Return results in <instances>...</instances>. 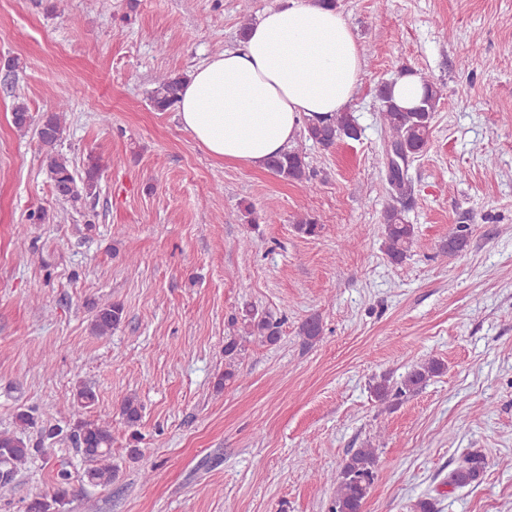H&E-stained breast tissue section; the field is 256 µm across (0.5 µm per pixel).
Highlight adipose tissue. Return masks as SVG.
I'll return each mask as SVG.
<instances>
[{
    "mask_svg": "<svg viewBox=\"0 0 512 512\" xmlns=\"http://www.w3.org/2000/svg\"><path fill=\"white\" fill-rule=\"evenodd\" d=\"M363 75L342 14L321 0H289L266 11L239 47L194 69L178 118L213 158L263 170L305 119L346 111Z\"/></svg>",
    "mask_w": 512,
    "mask_h": 512,
    "instance_id": "obj_1",
    "label": "adipose tissue"
}]
</instances>
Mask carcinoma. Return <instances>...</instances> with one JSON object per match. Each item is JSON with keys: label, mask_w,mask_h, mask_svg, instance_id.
<instances>
[{"label": "carcinoma", "mask_w": 512, "mask_h": 512, "mask_svg": "<svg viewBox=\"0 0 512 512\" xmlns=\"http://www.w3.org/2000/svg\"><path fill=\"white\" fill-rule=\"evenodd\" d=\"M185 77L180 74L166 73L155 79V87L150 96L153 108L166 112L174 107L179 99ZM423 94L419 104L412 108H403L392 100V83H385L379 89L381 101V119L388 134V144L392 152L386 154L392 160L394 151H400L409 157H416L426 147L432 123L441 99L436 83L422 79ZM58 108L54 112L42 115L36 127V134L42 146V162L50 176L56 194L73 202L96 193L100 176L99 159L89 156L84 175L76 177L70 159L56 149L63 132L66 115V95L56 94ZM13 124L21 132L30 129L32 116L27 104L17 102L12 110ZM359 127L349 112H340L331 119H308L304 124L303 138L325 148L336 141L358 137ZM270 170L276 175L296 183H305L310 179V165L307 154L301 146L292 147L269 163ZM385 255L392 264H400L415 237V227L405 222L396 208L391 207L384 213ZM469 243V232L465 225H459L448 234V244L442 248L445 255H457L465 251ZM124 321V308L119 302L104 303L95 308L90 322L91 330L98 336L112 333ZM233 333L224 340V374L216 386L224 388L237 375V361L247 338L252 337L263 344L274 345L281 339V322L268 315H260L251 310L243 318L231 319ZM444 365L435 359L417 365L403 378L394 383L384 378L375 386V398L384 403L392 397L407 396L418 392L434 376L440 374ZM96 394L87 387L80 386L73 394V406L76 419L72 428L59 424L43 425L39 430V439L31 442L25 432L37 426V417L31 410L16 414L15 429L0 432V487L12 484L21 468L36 455H46L48 445L68 438L88 462L83 472V480L91 487H107L117 476V467L112 465V427L107 422L86 420L81 417L82 410L95 404ZM120 416L126 427L132 429L131 438L137 442L140 435L138 427L142 418V405L137 397L129 395L120 403ZM378 457L374 448H357L344 459L336 475V490L330 506V512H362L365 500L369 496L376 478ZM485 469L484 456L470 451L462 456L456 468L448 474V486L462 488L475 483Z\"/></svg>", "instance_id": "carcinoma-1"}]
</instances>
